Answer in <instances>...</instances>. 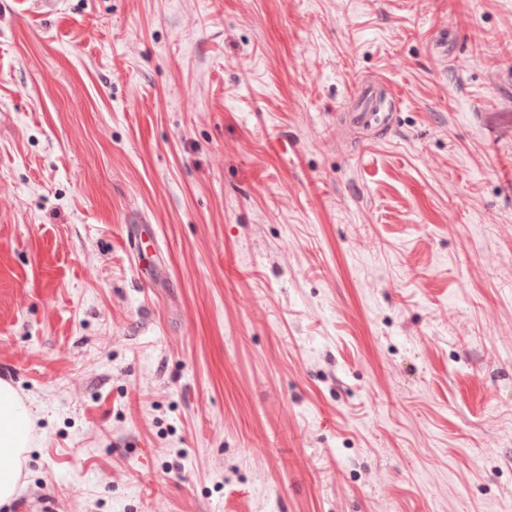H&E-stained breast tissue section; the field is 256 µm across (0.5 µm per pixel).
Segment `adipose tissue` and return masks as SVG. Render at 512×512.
Listing matches in <instances>:
<instances>
[{"label": "adipose tissue", "instance_id": "adipose-tissue-1", "mask_svg": "<svg viewBox=\"0 0 512 512\" xmlns=\"http://www.w3.org/2000/svg\"><path fill=\"white\" fill-rule=\"evenodd\" d=\"M32 420L31 407L8 381L0 379V507L17 497Z\"/></svg>", "mask_w": 512, "mask_h": 512}]
</instances>
